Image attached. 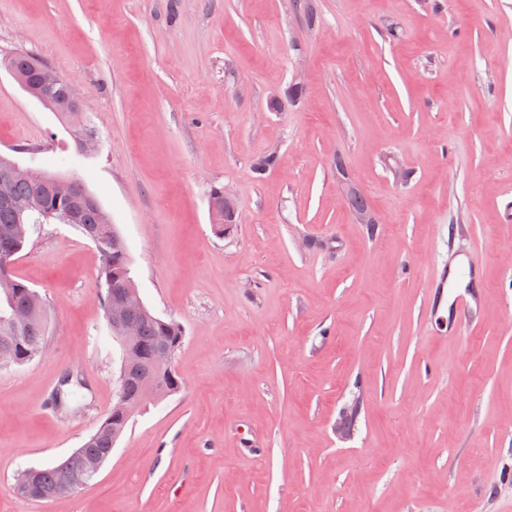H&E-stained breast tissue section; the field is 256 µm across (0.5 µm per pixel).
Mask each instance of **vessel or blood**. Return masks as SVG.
I'll return each mask as SVG.
<instances>
[{"label":"vessel or blood","instance_id":"obj_1","mask_svg":"<svg viewBox=\"0 0 512 512\" xmlns=\"http://www.w3.org/2000/svg\"><path fill=\"white\" fill-rule=\"evenodd\" d=\"M481 278V264L469 254L438 264L426 306L435 331L456 336L476 325Z\"/></svg>","mask_w":512,"mask_h":512}]
</instances>
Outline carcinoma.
<instances>
[{"label":"carcinoma","mask_w":512,"mask_h":512,"mask_svg":"<svg viewBox=\"0 0 512 512\" xmlns=\"http://www.w3.org/2000/svg\"><path fill=\"white\" fill-rule=\"evenodd\" d=\"M40 66L42 62L25 53L0 60V67L9 72L26 94L40 103L47 102L46 108L55 113L77 146L82 139L92 136L93 130L86 124L82 108L71 104L64 85L46 88L38 82L37 69ZM72 181L82 187L83 197L72 198L53 184L41 185L24 177H14L3 184V192L14 202L26 206L34 203L37 209L21 220L16 210L0 205V256L19 253L34 225L58 222L63 213L72 209L76 211L79 230L91 228L101 233H117L110 216L96 197L83 187L79 178L74 177ZM347 201L360 222L375 223L365 198L355 188H349ZM97 251L101 260L100 284L106 288L104 312L108 315L112 312V292L132 293L136 287L124 246L115 248L109 241ZM35 293L36 290L24 282L0 270V352L9 351L23 363L35 357L46 341L47 306L43 298L34 297ZM17 311L29 314L27 327L22 332L11 327L10 316ZM127 318L133 323L134 335L120 337V345L123 353H132L138 361L124 366L121 401L105 415L82 447L56 465L40 471L39 482L49 490L59 489L66 475L82 474L86 481H91L93 476L85 473L86 463L90 460L102 465L106 463L129 420L149 398L162 399L179 393L183 388L173 360L156 361L163 348L176 353L183 340L182 327L171 320L158 318L146 307L128 312Z\"/></svg>","instance_id":"1"}]
</instances>
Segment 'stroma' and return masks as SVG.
I'll return each mask as SVG.
<instances>
[{
  "label": "stroma",
  "instance_id": "stroma-1",
  "mask_svg": "<svg viewBox=\"0 0 512 512\" xmlns=\"http://www.w3.org/2000/svg\"><path fill=\"white\" fill-rule=\"evenodd\" d=\"M315 3L311 28L296 0H0V59L74 82L97 141L76 156L0 68V153L72 157L141 300L184 331L182 391L77 492L20 495L95 430L121 365L94 244L41 225L13 263L49 316L44 351L0 368V512H512V0ZM456 249L485 306L442 336L427 284ZM67 371L86 387L62 413Z\"/></svg>",
  "mask_w": 512,
  "mask_h": 512
}]
</instances>
